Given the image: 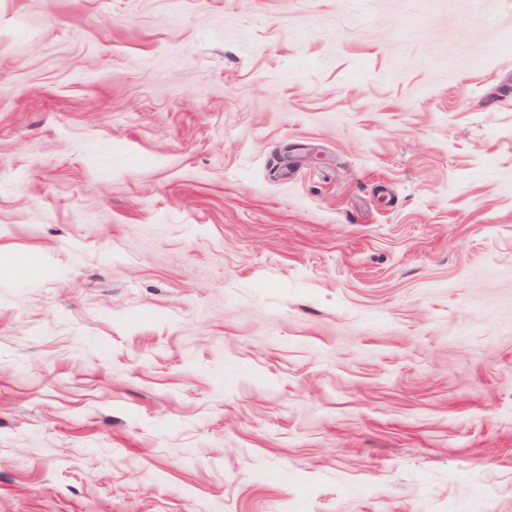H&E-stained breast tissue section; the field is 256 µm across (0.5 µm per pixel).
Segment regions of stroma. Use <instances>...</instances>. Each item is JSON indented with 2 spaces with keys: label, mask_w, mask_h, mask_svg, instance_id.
I'll return each mask as SVG.
<instances>
[{
  "label": "stroma",
  "mask_w": 512,
  "mask_h": 512,
  "mask_svg": "<svg viewBox=\"0 0 512 512\" xmlns=\"http://www.w3.org/2000/svg\"><path fill=\"white\" fill-rule=\"evenodd\" d=\"M0 512H512V0H0Z\"/></svg>",
  "instance_id": "obj_1"
}]
</instances>
